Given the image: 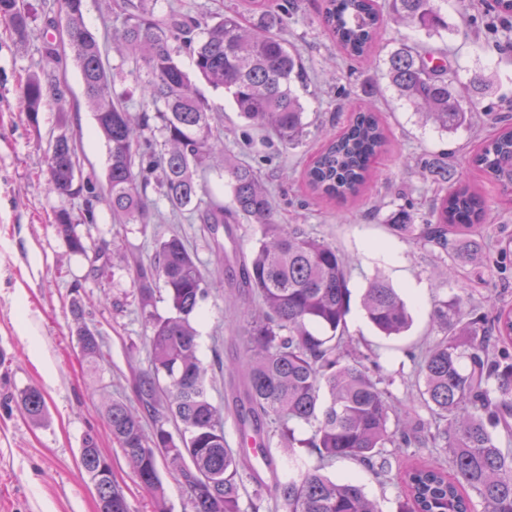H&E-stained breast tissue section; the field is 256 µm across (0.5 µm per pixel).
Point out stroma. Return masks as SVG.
<instances>
[{
    "label": "stroma",
    "mask_w": 512,
    "mask_h": 512,
    "mask_svg": "<svg viewBox=\"0 0 512 512\" xmlns=\"http://www.w3.org/2000/svg\"><path fill=\"white\" fill-rule=\"evenodd\" d=\"M476 2L443 0L448 29L432 37L387 26L374 44L373 63L362 65L341 59L319 21L321 0H294L281 34L297 50L308 74L300 91L305 135L296 146H283L249 126L223 90L197 84L224 124L228 154L262 177L281 223L303 225L344 257L353 299L348 333L379 364L396 404L411 407L414 420L422 424L429 422L430 414L416 398L423 385L419 363L439 335L431 319L435 301L459 298L473 306L492 296L512 305V203L499 185L469 163L494 126L473 122L446 133L421 124L390 85L387 63L403 40L447 49L458 85H467L473 72L483 71L492 76L494 88L484 95L482 108L496 112L507 107L512 103V51L500 43L493 19L476 9ZM44 30L43 21H36L20 48L9 29L0 25V512H97L94 487L80 464L82 441L90 432L111 459L112 475L130 512H155L152 497L136 482L104 424V403L131 398L132 370L147 367L149 360L138 292L126 266L151 256L158 235L179 234L194 251L214 285L194 325L210 396L219 405L229 392L230 376L218 363L243 353L236 290L218 270L214 246L199 224L185 216L171 217L162 200L147 235L139 225L115 223L107 207L99 206L97 223L80 225L79 231L105 244L107 260L69 253L56 231L55 213L62 208L77 211L81 200L48 191V142L62 133L75 138L83 172L101 182L106 179L107 147L84 104L80 71L69 50L61 49L56 61L46 62ZM47 66L59 82L46 87L33 125L18 110L19 89L29 74ZM350 98L379 111L389 143L374 164L377 178L363 195L347 202L319 201L310 194L302 172L320 149L323 134L337 132L346 123L344 105ZM450 164L488 206L486 224L467 236L485 256L478 264L465 260L456 243L441 249L392 228L403 212L418 224L430 220L438 186L429 169ZM378 276L409 306L412 326L403 335H380L361 308L365 288ZM75 297L82 300L89 325L103 338L101 380L94 386L85 376L71 334L69 306ZM28 386L38 387L45 396L46 416L38 424L24 415L15 398ZM329 472L339 480H356L382 512H398L399 472L383 481L348 459L336 460Z\"/></svg>",
    "instance_id": "stroma-1"
}]
</instances>
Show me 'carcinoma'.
I'll return each instance as SVG.
<instances>
[{"instance_id": "obj_1", "label": "carcinoma", "mask_w": 512, "mask_h": 512, "mask_svg": "<svg viewBox=\"0 0 512 512\" xmlns=\"http://www.w3.org/2000/svg\"><path fill=\"white\" fill-rule=\"evenodd\" d=\"M84 2L41 0L39 14L50 29L67 36L85 104L107 145V190L101 191L91 175L76 178L81 173L76 141L64 134L47 151L49 190L83 195L85 224L97 223V207L104 204L113 220L139 224L145 233L152 219L147 189L153 184L172 210L196 211L202 230L214 241L237 216L254 220L259 233L250 254L237 260V288L254 307L247 313L243 354L229 360L225 370L238 379L232 389L238 425L252 432L273 469L271 444L278 439L288 479L275 476L265 483L244 454L228 447L224 408L210 397L191 321L209 296V284L183 237L172 234L156 240L148 261L128 268L150 329L149 366L133 377L137 408L113 399L105 409L112 440L138 484L153 496L156 512H168L160 458L187 489L193 512H260L270 502L274 512H380L361 485L336 480L324 469L338 459H351L384 476L413 444L445 450L450 469L439 463L405 467L401 512H476L474 495L482 512H512V448L499 443L501 433L512 442V308L502 305L482 313L465 309L459 299L434 305L432 322L441 336L424 356L420 391L432 421L416 424L381 388L383 378L345 348L351 291L336 249L298 224L279 223L272 196L248 165L224 159L231 206L203 199L205 162L224 152V138L179 57L188 55L197 75L224 89L251 125L273 131L286 146L298 144L306 123L296 85L304 83L305 74L297 53L278 32L290 0H245V10L263 20L250 27L239 11L193 15L171 5L158 19L148 0H115L109 11L121 20L117 51L122 61L133 63L130 75L141 97L137 112L113 92L124 71L105 66L103 45L84 21ZM438 2L387 0L384 8L377 0H323L321 20L347 59L363 61L370 59L386 15L429 37L448 29ZM494 12L512 46V0H495ZM39 14L26 0H0V23L20 47ZM387 77L424 123L441 130L465 124L480 111L478 96L491 87L487 76L476 73L469 80L468 100H462L449 73L448 54L416 44H403L390 55ZM53 81L51 72L33 73L22 86L20 104L29 122H37L44 85ZM496 124V133L479 145L471 161L511 190L512 119L503 116ZM387 144L385 127L372 108L355 111L342 131L325 137L306 167L309 190L320 198H357ZM430 175L438 184L450 183L437 197L435 222L414 224L403 213L392 228L445 248L448 237L483 223L485 204L453 167ZM77 227L69 210L57 212L56 230L69 251L100 257L105 246L87 242ZM160 289L174 312L166 318L154 313ZM362 307L386 336L409 328L406 302L382 277L369 282ZM70 314L82 358L96 374L102 364L100 333L87 323L80 299L72 300ZM18 403L33 421L44 415V395L34 386L19 392ZM171 421L178 427L176 435L167 428ZM300 424L312 427L306 439L295 438ZM311 456L316 462L309 461ZM80 458L99 512H130L94 435L85 436Z\"/></svg>"}]
</instances>
